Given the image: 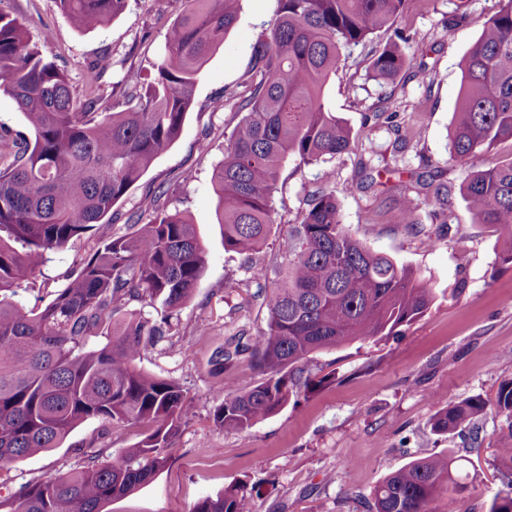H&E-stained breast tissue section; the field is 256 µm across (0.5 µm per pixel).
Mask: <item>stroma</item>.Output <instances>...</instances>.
I'll return each instance as SVG.
<instances>
[{
	"label": "stroma",
	"mask_w": 512,
	"mask_h": 512,
	"mask_svg": "<svg viewBox=\"0 0 512 512\" xmlns=\"http://www.w3.org/2000/svg\"><path fill=\"white\" fill-rule=\"evenodd\" d=\"M498 7V0H406L394 27L351 48L345 67L330 80L327 106L352 127L351 148L326 165L284 164L270 202L278 231L262 249L264 260L279 257L303 198L321 185L329 168L341 188L343 224L375 251L415 270L438 298L399 335L315 354L314 372L335 373V382L239 432L212 423L216 380L208 360L226 337L265 329L267 313L249 298L255 269L224 249L211 177L242 118L225 95L244 94L241 81L251 47L277 9L276 0H245L237 24L203 68L179 139L112 209L119 228L129 214L155 204L186 212L205 243L207 264L194 298L179 314L170 351H150L140 359L144 370L183 385L186 422L154 481L105 504L103 512H191L199 500L235 481L259 486L253 512H368L374 488L389 473L451 448L464 456L469 474L459 512H487L502 487L494 460L502 418L487 412L477 431L452 435L433 434L430 419L467 397H494L499 385L512 379V265L501 261L496 228L474 222L460 191L468 170L512 159V142L478 153L465 168L450 160L448 151L460 62ZM0 9L18 17L30 41L68 75L74 92L82 90L85 66L109 57L112 67L103 78L109 92L128 69L152 74L183 3L127 0L121 15L87 31L76 30L55 0H0ZM457 10L467 13V22L446 29L449 14ZM398 29L407 38L403 48L411 65L405 77L384 85L368 76L366 58ZM385 112L392 122L382 120ZM203 142L208 152H200ZM365 166L380 171L381 183L344 192ZM429 181L447 185L446 213L433 206L425 187ZM403 196L416 207V228L394 221ZM93 242L87 235L53 255L23 294V304H47ZM203 321L209 330L197 333ZM102 427L101 421L88 420L59 447L0 473V497L22 483L75 468L79 448Z\"/></svg>",
	"instance_id": "1"
}]
</instances>
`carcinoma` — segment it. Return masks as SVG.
Returning a JSON list of instances; mask_svg holds the SVG:
<instances>
[{
    "mask_svg": "<svg viewBox=\"0 0 512 512\" xmlns=\"http://www.w3.org/2000/svg\"><path fill=\"white\" fill-rule=\"evenodd\" d=\"M77 30L109 23L126 0H55ZM168 27L156 74L131 70L118 95H104L112 62L91 63L79 100L66 73L29 40L23 25L0 11V92L16 103L33 133L20 142L0 131V470L56 448L80 424L143 423L132 448L100 460L93 442L73 471L23 484L0 497V512H102L104 503L153 481L180 434L186 394L172 378L138 368L144 352L170 342L182 307L205 270L196 226L180 210L134 212L126 231L112 232L108 214L179 137L194 105L198 76L235 26L243 0H185ZM405 0H278L269 27L251 48L243 84L244 112L214 168L224 249L250 262L272 234L270 200L283 163H326L344 153L352 130L325 105V89L345 51L394 25ZM482 25L463 57L450 158L465 164L479 151L512 141V0ZM370 59L376 81L395 82L410 66L400 31ZM475 222L493 224L512 263V160L469 173L461 187ZM397 221L414 227L412 201L398 200ZM100 245L81 258L54 298L28 309L18 296L52 253L93 229ZM275 279L255 280L251 298L267 311L255 336H230L211 355L222 399L212 413L219 429L244 431L325 383L310 356L354 342L381 340L420 318L435 289L409 268L371 250L342 224L336 179L303 200L288 228ZM105 342L87 346L93 331ZM262 378L237 383L241 360ZM507 432L496 448L512 473V380L493 399L471 396L438 410L431 431L475 429L487 410ZM453 451L418 458L373 491L374 512H430L468 485ZM255 488L230 483L192 512H247ZM488 512H512V479Z\"/></svg>",
    "mask_w": 512,
    "mask_h": 512,
    "instance_id": "obj_1",
    "label": "carcinoma"
}]
</instances>
